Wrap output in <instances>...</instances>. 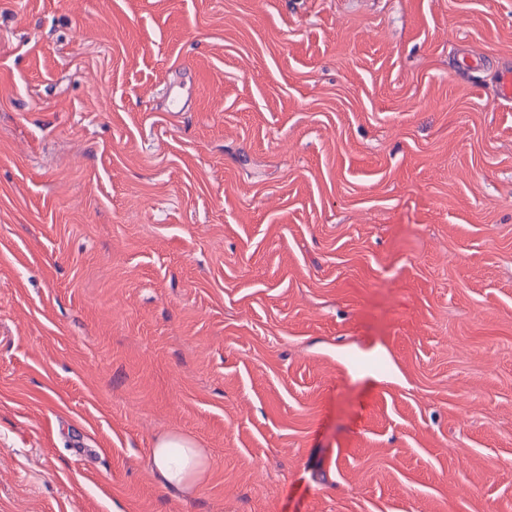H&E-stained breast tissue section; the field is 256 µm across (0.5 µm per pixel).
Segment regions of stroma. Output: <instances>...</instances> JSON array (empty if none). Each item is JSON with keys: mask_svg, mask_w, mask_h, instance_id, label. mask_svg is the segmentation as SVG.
Returning <instances> with one entry per match:
<instances>
[{"mask_svg": "<svg viewBox=\"0 0 512 512\" xmlns=\"http://www.w3.org/2000/svg\"><path fill=\"white\" fill-rule=\"evenodd\" d=\"M508 66L512 0H0V512H512ZM161 96L166 104V111L171 117H179L189 111L193 105L186 95L181 82L171 80L161 91ZM150 460L163 485L179 492L194 487L208 466L205 448L181 433L156 438L153 448H150Z\"/></svg>", "mask_w": 512, "mask_h": 512, "instance_id": "stroma-1", "label": "stroma"}]
</instances>
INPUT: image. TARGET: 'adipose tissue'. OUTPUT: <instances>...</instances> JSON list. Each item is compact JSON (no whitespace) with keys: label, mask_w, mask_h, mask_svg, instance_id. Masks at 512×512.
Segmentation results:
<instances>
[{"label":"adipose tissue","mask_w":512,"mask_h":512,"mask_svg":"<svg viewBox=\"0 0 512 512\" xmlns=\"http://www.w3.org/2000/svg\"><path fill=\"white\" fill-rule=\"evenodd\" d=\"M150 460L163 485L179 492L194 487L208 466L205 449L195 439L181 433L156 438Z\"/></svg>","instance_id":"ef3b65f1"}]
</instances>
